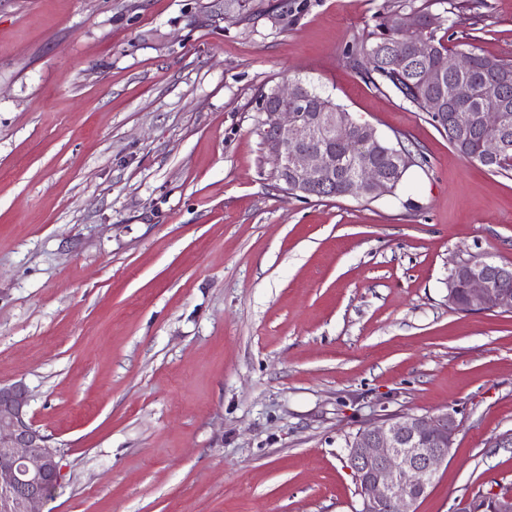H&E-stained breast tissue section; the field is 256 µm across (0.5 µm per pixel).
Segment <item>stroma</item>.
<instances>
[{
    "mask_svg": "<svg viewBox=\"0 0 512 512\" xmlns=\"http://www.w3.org/2000/svg\"><path fill=\"white\" fill-rule=\"evenodd\" d=\"M403 0H0V383L59 448L41 512H357L347 443L456 412L417 512L512 483V174L344 52ZM452 42L512 60V0ZM302 81L426 161L395 194L278 191L259 97ZM487 256L496 266H506L493 274L488 268L484 253L469 255L453 264L448 278V305L464 312L499 311L512 313V280L494 288L497 280L512 277V266L496 263L490 254ZM509 288L510 290H508ZM457 289H462V295Z\"/></svg>",
    "mask_w": 512,
    "mask_h": 512,
    "instance_id": "35a3bbf8",
    "label": "stroma"
}]
</instances>
